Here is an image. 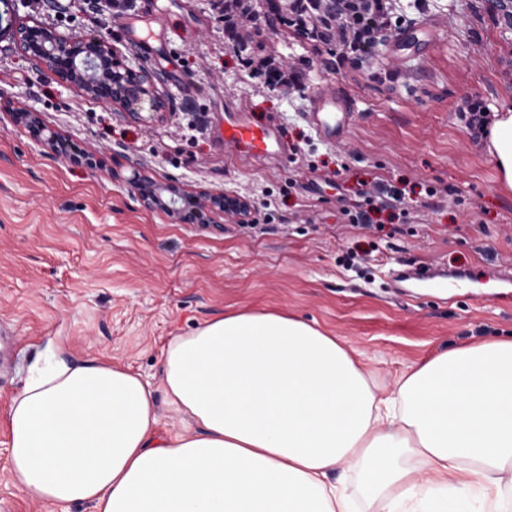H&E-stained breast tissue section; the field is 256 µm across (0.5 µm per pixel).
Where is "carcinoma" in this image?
<instances>
[{
	"label": "carcinoma",
	"mask_w": 512,
	"mask_h": 512,
	"mask_svg": "<svg viewBox=\"0 0 512 512\" xmlns=\"http://www.w3.org/2000/svg\"><path fill=\"white\" fill-rule=\"evenodd\" d=\"M387 0H224V34L229 47L244 51L266 31L312 33L313 48L326 47L339 59L359 65L376 54L387 13ZM273 88L294 87L303 79L302 69L270 65L265 71Z\"/></svg>",
	"instance_id": "carcinoma-1"
}]
</instances>
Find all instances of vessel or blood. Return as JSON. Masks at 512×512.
Listing matches in <instances>:
<instances>
[{
	"label": "vessel or blood",
	"mask_w": 512,
	"mask_h": 512,
	"mask_svg": "<svg viewBox=\"0 0 512 512\" xmlns=\"http://www.w3.org/2000/svg\"><path fill=\"white\" fill-rule=\"evenodd\" d=\"M311 118L317 135L324 141L340 139L349 124L348 116L339 114L335 101L328 95H319L313 102ZM215 138L227 148H236L258 161L278 155L280 145L273 127L259 126L243 115L242 107L228 104L224 107V123L215 127ZM398 281L414 280L429 283L455 294L465 288V276L461 273L446 274L437 268H408L400 271Z\"/></svg>",
	"instance_id": "obj_1"
}]
</instances>
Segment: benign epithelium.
I'll return each mask as SVG.
<instances>
[{"mask_svg": "<svg viewBox=\"0 0 512 512\" xmlns=\"http://www.w3.org/2000/svg\"><path fill=\"white\" fill-rule=\"evenodd\" d=\"M487 8L505 20L512 30V0H486ZM14 48L23 56L41 65L57 83L80 90L86 96L119 108L134 120L148 125L143 112H163L168 100L159 90L160 77L143 67L132 64L112 44L105 40L66 36L55 27L38 20H28L12 32ZM0 112L11 123L22 128L37 144L54 150L57 156L72 164L104 172L111 178L119 173L106 167L96 153L66 150V142L42 120L40 113L0 97ZM129 174L123 179L134 189L140 206L163 212L172 222L182 221L180 202L189 197L196 205V220L200 224H220L229 216L237 222L249 220V202L230 196L222 189L188 192L177 180L157 183L143 176L138 168L128 165Z\"/></svg>", "mask_w": 512, "mask_h": 512, "instance_id": "1", "label": "benign epithelium"}]
</instances>
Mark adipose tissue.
<instances>
[{
  "mask_svg": "<svg viewBox=\"0 0 512 512\" xmlns=\"http://www.w3.org/2000/svg\"><path fill=\"white\" fill-rule=\"evenodd\" d=\"M485 149L512 189V106ZM187 425L160 433L149 382L108 360L35 363L8 413L30 496L95 512H512V339L416 364L377 397L337 337L275 312L176 336L161 375ZM357 470L361 497L327 483Z\"/></svg>",
  "mask_w": 512,
  "mask_h": 512,
  "instance_id": "1",
  "label": "adipose tissue"
}]
</instances>
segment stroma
Returning <instances> with one entry per match:
<instances>
[{
    "label": "stroma",
    "instance_id": "35a3bbf8",
    "mask_svg": "<svg viewBox=\"0 0 512 512\" xmlns=\"http://www.w3.org/2000/svg\"><path fill=\"white\" fill-rule=\"evenodd\" d=\"M390 5L393 21L423 30L412 60L336 67L283 31L269 35L265 56L299 59L306 74L283 91L228 48L214 0H134L120 16L110 0H0V94L40 112L75 148L111 147L112 166L132 161L156 181L219 188L256 207L251 228L229 218L220 230L172 223L143 209L123 180L58 161L0 114V323L14 330L16 350L0 368V512H94L85 503L60 510L11 480L9 406L47 347L142 375L167 433L182 424L162 403L163 349L228 312L275 311L346 340L381 393L437 354L512 338V303L497 301L494 279L512 270V191L465 119L512 104V33L483 0ZM32 19L109 40L159 72L169 109L146 127L54 82L11 46L14 28ZM147 28L150 54L132 41ZM176 74L190 87L175 86ZM322 90L351 117L332 143L308 115ZM228 103L253 105L255 124L275 121L286 157L263 164L220 148L212 128ZM379 188L404 191L403 204L374 211ZM437 265L481 278L448 296L393 280Z\"/></svg>",
    "mask_w": 512,
    "mask_h": 512
}]
</instances>
